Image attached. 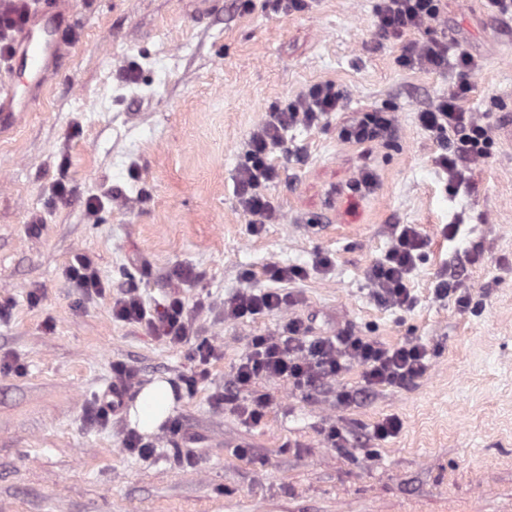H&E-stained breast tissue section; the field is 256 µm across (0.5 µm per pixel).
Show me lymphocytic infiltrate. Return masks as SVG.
Masks as SVG:
<instances>
[{"mask_svg":"<svg viewBox=\"0 0 512 512\" xmlns=\"http://www.w3.org/2000/svg\"><path fill=\"white\" fill-rule=\"evenodd\" d=\"M444 0H382L376 13V26L385 36L401 39L406 32L430 27L440 22ZM31 0H0V62L8 63L15 53V34L29 21ZM407 67L441 68L455 65L464 79L449 87L433 106L422 110L418 120L426 131L444 134L448 145L437 159L438 166L450 180L464 181L473 160L485 157L488 129L480 124L463 105L469 92L468 76L475 74L480 64L473 55L456 43L440 39L405 42L400 57ZM343 94L334 82L311 85L308 90L283 108H273L251 137L250 160L238 180V196L251 226L269 224L275 218V208L259 192L273 179L275 171L269 154L280 148L283 133L296 124L317 122L324 116L341 111ZM395 113L372 111L346 123L339 131L342 141L363 145L384 141L395 135ZM424 244L415 226L403 225L395 247L383 259L372 265L368 280L379 303L399 308L411 307L413 300L407 278L416 266ZM298 267L271 266L272 288L260 293H244L225 302L224 315L241 318L266 311L279 310L288 304V296L280 285L303 276ZM113 316L126 323L144 326L161 335L168 343L179 345L195 333V322L187 313L179 292H170L162 313L148 309L135 289L129 288L112 299ZM428 351L416 341L389 347L362 336H320L308 338L298 319L288 320L282 334L256 337L248 353L234 370L237 384L245 386L258 376L285 377L301 389L315 390L338 377L350 363L364 367V382L403 384L422 376L427 368Z\"/></svg>","mask_w":512,"mask_h":512,"instance_id":"1","label":"lymphocytic infiltrate"}]
</instances>
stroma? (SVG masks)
<instances>
[{
  "label": "stroma",
  "instance_id": "1",
  "mask_svg": "<svg viewBox=\"0 0 512 512\" xmlns=\"http://www.w3.org/2000/svg\"><path fill=\"white\" fill-rule=\"evenodd\" d=\"M378 5L67 0L58 34L71 50L32 110L0 125V512H512V18L448 0L429 31L481 64L464 105L488 128V155L462 185L418 122L459 74L401 66ZM321 81L344 107L288 129L261 188L276 217L252 232L237 198L250 136ZM372 109L396 114L397 138L341 143L337 129ZM364 173L373 184L357 187ZM397 224L425 240L408 309L381 305L367 280ZM78 254L105 294L65 279ZM274 264L306 272L288 283V308L225 319V301L269 288ZM442 273L457 290L440 297ZM132 285L151 308L179 291L199 338L219 346L194 392L190 345L113 317V295ZM291 318L313 336L423 343L427 370L369 393L357 364L314 392L264 376L233 388L252 340ZM119 363L174 389L147 458L123 449L129 419L86 418ZM229 388L236 402L216 405ZM260 395L259 423H245L239 407ZM391 415L400 431L376 437ZM187 436L194 459L180 464Z\"/></svg>",
  "mask_w": 512,
  "mask_h": 512
}]
</instances>
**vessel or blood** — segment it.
<instances>
[{"instance_id":"obj_1","label":"vessel or blood","mask_w":512,"mask_h":512,"mask_svg":"<svg viewBox=\"0 0 512 512\" xmlns=\"http://www.w3.org/2000/svg\"><path fill=\"white\" fill-rule=\"evenodd\" d=\"M65 7V0H52L50 6L37 9L32 22L22 32L18 54L29 65L26 90L41 87L48 67L65 55L68 47L54 37L55 19Z\"/></svg>"}]
</instances>
